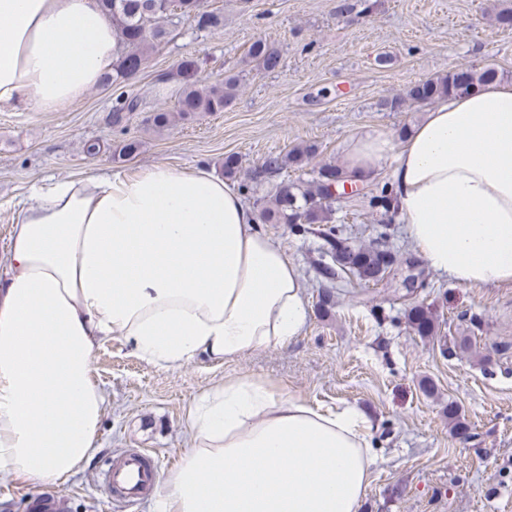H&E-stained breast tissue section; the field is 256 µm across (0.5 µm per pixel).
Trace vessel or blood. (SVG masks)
Listing matches in <instances>:
<instances>
[{"instance_id":"vessel-or-blood-1","label":"vessel or blood","mask_w":512,"mask_h":512,"mask_svg":"<svg viewBox=\"0 0 512 512\" xmlns=\"http://www.w3.org/2000/svg\"><path fill=\"white\" fill-rule=\"evenodd\" d=\"M158 478L159 468L155 461L138 449L127 451L119 462L108 466L102 473V481L112 497L127 502L154 490Z\"/></svg>"}]
</instances>
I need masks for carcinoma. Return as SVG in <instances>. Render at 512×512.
Instances as JSON below:
<instances>
[{
	"label": "carcinoma",
	"mask_w": 512,
	"mask_h": 512,
	"mask_svg": "<svg viewBox=\"0 0 512 512\" xmlns=\"http://www.w3.org/2000/svg\"><path fill=\"white\" fill-rule=\"evenodd\" d=\"M102 10L112 21L117 43V56L112 74H107L102 84L109 86L120 83L137 75L147 58V53L160 44L168 31L159 21L166 8L182 16L193 18L200 29L215 28L223 23V18L212 11L201 10L200 0H173L167 5L163 0H98ZM249 62L266 72H274L282 67L280 51L258 38L248 49ZM177 80L180 93L174 109H157L147 121L156 128L167 126L172 121H194L197 117L222 112L235 97L237 81L227 77L220 82L206 84L198 79V64L192 57L181 59L177 65ZM500 79L499 71L491 66L482 68L460 67L445 75L427 78L411 85L405 94H397L382 102V106L391 112H399L406 101L428 104L433 100L453 95L467 94L475 87L486 82ZM140 109L135 97L121 99L120 106L110 115L113 125H121L131 112ZM313 155V151H290L285 155L270 154L262 163L246 174V182L241 189L248 193L252 186L281 173L291 163H300ZM312 180L308 188L298 194L297 187L283 186L273 202L256 200L259 219L263 224H323L328 221L329 207L333 203L329 181L338 183L347 181V173L340 167L326 163L312 170ZM340 270L353 273L360 281L377 283L389 266L393 264L392 253L378 244L360 247L334 245V255ZM408 325L419 336H432L436 332V317L429 307L414 305L407 314Z\"/></svg>",
	"instance_id": "1"
}]
</instances>
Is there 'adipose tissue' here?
I'll return each mask as SVG.
<instances>
[{
  "instance_id": "ef3b65f1",
  "label": "adipose tissue",
  "mask_w": 512,
  "mask_h": 512,
  "mask_svg": "<svg viewBox=\"0 0 512 512\" xmlns=\"http://www.w3.org/2000/svg\"><path fill=\"white\" fill-rule=\"evenodd\" d=\"M114 59L97 0H0V108L65 109ZM344 158L359 181L392 162L397 218L433 269L512 285V82L440 100L401 144L354 136ZM306 320L297 265L205 168L33 186L0 266V475L59 486L90 460L106 402L93 359L113 337L173 370L285 347ZM370 430L356 408L227 381L191 408L157 512H360Z\"/></svg>"
}]
</instances>
